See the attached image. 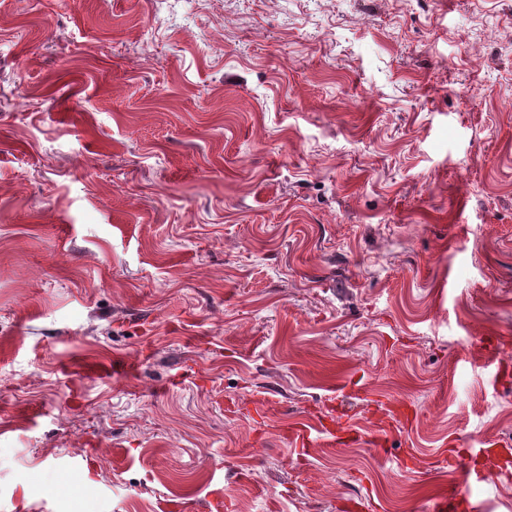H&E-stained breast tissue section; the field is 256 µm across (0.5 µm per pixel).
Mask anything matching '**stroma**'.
Listing matches in <instances>:
<instances>
[{"label":"stroma","instance_id":"stroma-1","mask_svg":"<svg viewBox=\"0 0 512 512\" xmlns=\"http://www.w3.org/2000/svg\"><path fill=\"white\" fill-rule=\"evenodd\" d=\"M452 479L512 512V0H0V512Z\"/></svg>","mask_w":512,"mask_h":512}]
</instances>
